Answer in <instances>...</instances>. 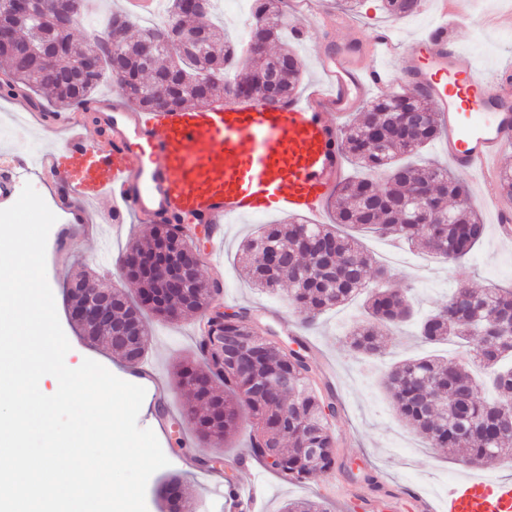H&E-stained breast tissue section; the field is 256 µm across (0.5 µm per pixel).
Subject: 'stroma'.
<instances>
[{
	"instance_id": "1",
	"label": "stroma",
	"mask_w": 512,
	"mask_h": 512,
	"mask_svg": "<svg viewBox=\"0 0 512 512\" xmlns=\"http://www.w3.org/2000/svg\"><path fill=\"white\" fill-rule=\"evenodd\" d=\"M512 7V0H463L465 19L456 32L460 46L475 57L484 73L495 71L502 59L512 58V25L495 24L497 12ZM353 18L366 26L391 25L398 42L408 43L424 35L439 15L418 10L391 21L381 9L380 0H359ZM344 28L336 26L327 33L295 41L303 62L298 96H305L321 74L320 50L324 39L343 42ZM33 105L25 95L0 98V154L24 153L34 158L49 146L29 119ZM288 215L268 212L237 220L224 227V247L215 253V263L222 267L214 274L207 256L210 246L198 242L202 256L199 266L203 281L219 282V298L225 312L250 310L257 327L278 336L284 343L303 338L309 348L314 386L332 392L339 411L331 420L337 464L333 471L318 473L302 483L283 481L276 473L261 466L246 454V433H239L221 449L202 442L196 435L188 414V402L172 379L174 368L192 355L196 338V316L167 323L151 319V344L145 359L157 372L168 393L170 414L167 431L156 437L169 464L149 479L146 489L147 512H161L156 495L159 485L170 475L180 477L186 501L193 512H218V497L212 483L193 474L183 463L192 456H210L222 452L224 467L217 481L232 477L237 486H255L264 492L263 512H279L284 502L311 499L322 503L328 512H421L410 496L419 491L438 508H445L444 497L454 481L469 476L512 478V459L504 457L480 464L462 462L459 455L444 449L425 447L422 440L394 413L382 386L390 362L425 353V346L415 336L414 326L385 328L387 354L379 360H367L352 352L345 342L348 328L359 318L358 304L352 303L324 314L311 329L302 328L299 317L286 300L285 291L269 294L254 288L240 261V245L258 226L288 222ZM100 238H82L76 225L58 216L49 231L46 245V273L52 289L58 318L70 343L66 364L92 359L115 376L131 381L133 370L121 356L102 346L89 343L70 318L65 292L79 273L105 278L123 289L129 299H137L136 284L127 280L115 266L118 255L135 244L149 240L152 227L124 218L120 230L111 224L100 226ZM366 248L381 261L392 255L403 258L395 265V286L412 289L421 311H429L443 301L456 286L470 288L512 285V242H501L494 230L486 235L474 254L464 262L449 263L426 252L408 248L392 237L373 233L363 236ZM215 480V481H216Z\"/></svg>"
}]
</instances>
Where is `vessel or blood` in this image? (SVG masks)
<instances>
[{
  "label": "vessel or blood",
  "instance_id": "vessel-or-blood-1",
  "mask_svg": "<svg viewBox=\"0 0 512 512\" xmlns=\"http://www.w3.org/2000/svg\"><path fill=\"white\" fill-rule=\"evenodd\" d=\"M439 20L409 46L389 29L325 45L321 77L303 99L277 107L211 104L177 112L128 108L120 87L90 101L101 137L86 135V112L42 113L46 133L66 137L42 152L39 173L65 183L86 202L112 198L141 224H181L194 237L224 240L232 220L276 211L318 217L344 167L334 119L353 110L370 89L390 83L432 102L455 170L483 186L500 238L512 241V202L489 187L500 176L499 156L512 147V64L481 72L455 33L463 21L448 0H432ZM320 0H295L294 27L321 16ZM446 512H512V481L464 478L448 492Z\"/></svg>",
  "mask_w": 512,
  "mask_h": 512
}]
</instances>
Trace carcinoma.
<instances>
[{
	"label": "carcinoma",
	"instance_id": "obj_1",
	"mask_svg": "<svg viewBox=\"0 0 512 512\" xmlns=\"http://www.w3.org/2000/svg\"><path fill=\"white\" fill-rule=\"evenodd\" d=\"M183 0H169L170 22L141 36L156 34L169 37L187 22L198 24L207 35L197 54L181 57L167 52L157 65L172 74L171 105L177 111L192 105L225 97L227 87L238 86L252 76L240 77L239 58L242 40H221V27L213 21L212 11L202 15L189 13ZM384 11L392 18L416 12L409 0H382ZM256 21L245 39H256L262 51L252 56L254 71L277 72L278 100L294 97L302 76V61L288 43V21L280 0H252ZM54 21L45 15L43 31L64 44L65 51L52 63L42 64L38 57L18 58L12 44L0 43V65L6 81L0 89L13 94L28 91L49 92L61 110L94 96L104 73L115 81L122 77L106 62L91 79L71 83L62 75L77 69L87 46V38L76 40L72 31L53 30ZM132 22L127 15L112 13L104 41L107 51L116 50L127 66L137 71V81L125 92L129 104L146 112H155L152 100L154 71L141 68L137 54L140 39L128 37ZM206 69L211 78L201 93L181 87L184 76L197 67ZM412 106L424 113L423 123L413 134L397 126V114ZM381 115L383 139L368 134L372 114ZM439 134L436 113L423 97L395 93L369 101L357 122L341 129L343 152L365 174L338 184L333 201L335 223L265 224L241 244V259L247 274L258 288L276 291L289 284L288 303L300 315L305 326L328 309L344 304L354 296H364V318L348 332L349 348L360 355L378 357L386 347L379 341L380 329L405 323L414 318L411 299L393 287L391 272L376 263L357 238L338 230L340 226L370 229L398 238L408 245L450 263L467 258L486 233L470 201L463 182L448 168L435 163L419 164L410 157L419 154ZM434 187L442 193L436 202L447 209L448 223L436 232L406 222L403 200L417 187ZM191 237L176 224L159 225L149 246L155 252V264L142 277L139 296L147 288L161 294L171 254L190 250ZM282 253L276 265L267 262L270 253ZM186 295L169 294L151 302H130L119 288L116 295L115 323L138 326L143 342L134 350L110 341L111 328L88 321L81 325L87 338L121 354L136 364L148 351L150 328L147 313L167 320L190 312H206L212 303L211 286L196 275L186 284ZM421 336L439 344L453 336L467 355L462 359L422 356L394 363L387 371L384 385L393 409L429 448L462 450L468 461L512 457V422L505 411L512 407V289L487 287L474 290L460 286L448 301L417 323ZM229 336H245L255 345V358L235 366L226 357ZM292 348L262 335L249 312L224 314L218 321L205 317V328L198 340L202 363L185 361L176 368L174 381L187 398L204 408L193 420L197 437L219 444L239 431L242 420L249 421L248 447L256 461L290 481H304L316 472L335 469L337 456L329 418L337 414L333 393L322 395L311 386L312 367L306 341L295 339ZM281 373L292 381L286 389H265L268 376ZM169 488H180L175 476L158 489L169 512H176L182 495L169 496ZM283 512H327L318 502L290 500Z\"/></svg>",
	"mask_w": 512,
	"mask_h": 512
}]
</instances>
